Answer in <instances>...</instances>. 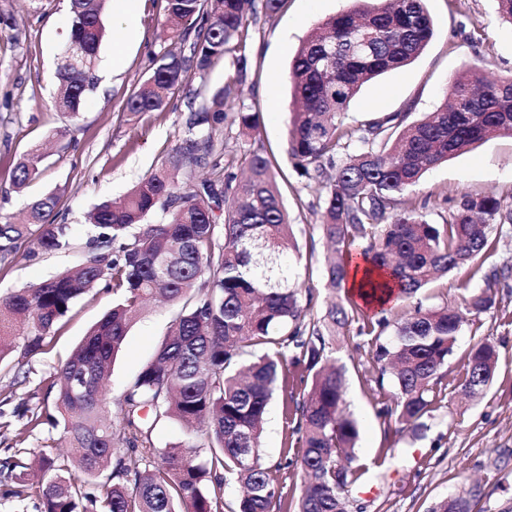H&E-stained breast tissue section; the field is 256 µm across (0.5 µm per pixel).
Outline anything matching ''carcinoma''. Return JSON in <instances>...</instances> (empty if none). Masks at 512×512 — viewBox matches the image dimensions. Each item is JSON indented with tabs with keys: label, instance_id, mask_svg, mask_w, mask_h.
I'll return each instance as SVG.
<instances>
[{
	"label": "carcinoma",
	"instance_id": "cac0c4a2",
	"mask_svg": "<svg viewBox=\"0 0 512 512\" xmlns=\"http://www.w3.org/2000/svg\"><path fill=\"white\" fill-rule=\"evenodd\" d=\"M356 6L314 27L292 55L288 79L298 112L289 129L287 153L301 175L322 183L323 238L333 246L327 260L332 288L342 287L351 264L369 273L358 295L330 304L325 315L307 318L295 265L298 245L269 159L260 148L231 146L224 129L257 128L256 115L226 111L216 90L181 128L171 168L137 184L119 203L105 201L89 214L88 255L74 271L16 289L0 301V360L22 340L24 353L42 350L57 323L84 294L101 286L112 309L88 332L58 369L47 392L57 415L34 413L23 432L48 422L61 429L74 470L58 458L40 459L38 484L44 512H224V486L243 488L236 512H283L284 486L277 473L301 469L304 488L294 512H348L347 493L362 473L352 468L357 422L343 409L342 370L329 364L330 345L352 322L358 335L373 337L378 394L385 380L396 387L395 407L379 414L415 436L436 408L440 370L452 353L465 312L496 305L499 286L512 280V265L481 275L484 288L465 300V311L426 307L417 298L448 272L496 250V229L512 226V207L493 196H465L441 224L426 219L411 195L438 164L491 136H512V77L489 79L466 69L451 90V104L427 117L388 116L357 128L347 123L351 100L376 77L412 63L431 40L433 21L425 0H354ZM110 0H71L68 45L78 60L60 73L56 108L79 117L97 89L95 60ZM285 0H166L172 37L189 54L165 52L151 74L128 96L133 114L163 112L171 90L187 84L188 72L205 76L217 63L244 75L249 18L276 14ZM364 148L351 152L353 139ZM44 155L36 150L16 164L12 184L24 188ZM186 171L181 183L176 172ZM206 176L194 181L196 170ZM246 175L238 177L236 170ZM54 193L31 204L26 224H0V253H13L31 225L42 228L43 252L71 247L70 225L52 219ZM166 213L162 224L147 218ZM158 297L179 306L153 358L116 402L119 424L108 418L106 382L112 363L143 302ZM416 302L394 315V304ZM392 330L387 341L381 340ZM300 367L311 381L307 397L286 406L301 454L284 451L265 462L260 438L267 407L285 365ZM497 351L473 346L456 388L481 397L492 381ZM175 419L205 436L204 457L189 440L158 448L156 424ZM127 448H117L119 444ZM158 458L160 464L146 465ZM111 469V484L97 491L89 479ZM28 464L0 462L11 484L0 493L23 498ZM476 486L436 503L430 512H485L474 507ZM83 501V510L77 502Z\"/></svg>",
	"mask_w": 512,
	"mask_h": 512
}]
</instances>
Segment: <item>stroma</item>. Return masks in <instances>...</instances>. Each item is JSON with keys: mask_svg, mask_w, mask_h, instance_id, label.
<instances>
[{"mask_svg": "<svg viewBox=\"0 0 512 512\" xmlns=\"http://www.w3.org/2000/svg\"><path fill=\"white\" fill-rule=\"evenodd\" d=\"M351 0H286L273 17L250 18L251 37L245 55V77L216 66L208 75L190 76L187 88L172 91L166 111L132 115L125 102L145 80L154 58L170 48L164 22V0H141L135 39L116 42L105 36L96 59L98 87L78 120L67 122L54 104L58 70L71 25L70 0H0V10L13 17L0 24V222L20 221L35 200L56 193L57 221L70 224L73 246L65 252L40 253L35 238L16 252L0 256V300L16 288L36 285L79 264L85 251L87 213L101 201L122 199L152 171L168 165L189 111L186 89L200 98L218 88L229 91L227 109L257 114L256 134L232 129L241 149L264 147L300 248L298 269L304 287L313 291L311 309L324 314L333 298L325 256L321 186L300 177L287 154L288 130L295 110L288 84L291 56L317 24L350 8ZM434 36L423 53L405 69L382 75L365 85L351 101L352 126L395 113L422 119L449 97L455 75L464 67L481 69L493 78L512 76V23L503 19L496 0H425ZM123 60L113 71L112 58ZM69 126L68 136L53 140L56 127ZM46 149L40 174L22 191L12 187L15 164L34 146ZM430 223H442L466 195H512V137L500 135L430 170L415 186ZM483 283L461 268L431 284L421 295L424 305H461ZM112 296L95 289L73 305L54 328L43 350L23 348L0 361V460L20 453L66 457L59 430L42 427L26 441L17 433L24 424L14 414L51 410L46 385L86 332L111 308ZM177 312L176 306L149 303L137 315L122 352L112 367L109 394L118 397L149 361ZM491 341L498 349L497 368L484 396L464 400L455 388L470 347ZM370 337L356 329L337 337L332 359L345 371V400L356 420L359 438L354 467L363 469V484L349 492V512H429L452 495L480 486L485 512H512V288L500 291L495 308L470 315L444 367L438 408L419 436L398 431L379 414L393 404L395 387L386 383L376 394ZM309 389L298 369L287 368L272 399L261 440L267 462L283 452L298 455L285 406Z\"/></svg>", "mask_w": 512, "mask_h": 512, "instance_id": "35a3bbf8", "label": "stroma"}]
</instances>
